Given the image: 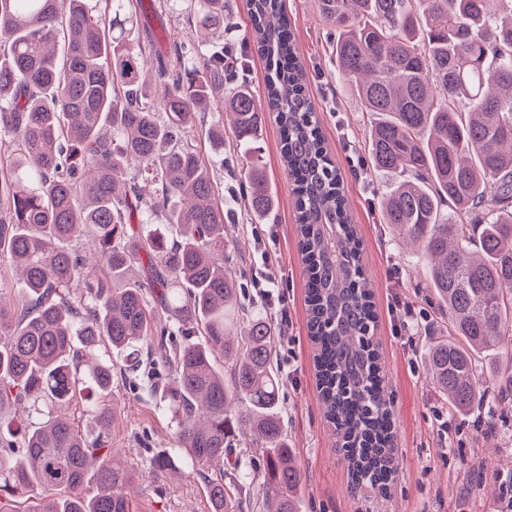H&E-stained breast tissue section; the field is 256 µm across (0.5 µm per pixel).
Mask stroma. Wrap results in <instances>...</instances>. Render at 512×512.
I'll return each instance as SVG.
<instances>
[{
    "label": "stroma",
    "mask_w": 512,
    "mask_h": 512,
    "mask_svg": "<svg viewBox=\"0 0 512 512\" xmlns=\"http://www.w3.org/2000/svg\"><path fill=\"white\" fill-rule=\"evenodd\" d=\"M285 5L307 73V92L327 148L343 174L349 215L358 227L364 267L372 280L378 314L375 335L394 396L399 458L398 477L388 494L371 486L350 489L346 465L319 409L294 200L278 128L267 123L259 156L277 195L276 209L262 221L246 214L240 201H231L227 229L240 246L236 260L248 275L281 288L273 303L262 302L252 287L244 301L273 321H288V334L276 346L275 366L283 381L288 444L302 474V512H504L512 500V413L500 418L496 434L486 435L482 413L453 415L428 379L421 362L423 347L429 338L447 332L448 319L426 288V261L379 222L376 190L387 184V175L367 167L358 176L346 162L345 142H352L359 155L367 153L368 115L359 99L336 81L332 46L314 0H285ZM188 11L185 4L172 8L159 0H142L140 16L161 41L186 40L191 34ZM227 23L251 83L263 89L265 63L256 42L244 38L251 28L246 0H234ZM407 307L421 318L411 332L399 329ZM112 395V445L120 451V462L138 477L132 496L135 512H211L207 487L222 478L221 469L201 471L182 458L174 470L161 475L151 471L154 454L174 450L176 427L167 400L146 387L130 389L120 373L112 380Z\"/></svg>",
    "instance_id": "35a3bbf8"
}]
</instances>
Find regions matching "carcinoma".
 <instances>
[{
  "label": "carcinoma",
  "instance_id": "1",
  "mask_svg": "<svg viewBox=\"0 0 512 512\" xmlns=\"http://www.w3.org/2000/svg\"><path fill=\"white\" fill-rule=\"evenodd\" d=\"M266 61L265 92L227 66L209 35L231 0H191L196 39L157 53L133 0H0V512H132L133 476L112 460L114 409H93L89 438L48 413L16 425L17 404L53 408L87 382L112 391L113 350L128 371L149 364L174 410L178 450L201 470L237 439L263 459L262 512H301L302 476L285 439L278 334L237 306L230 207L188 133L224 152V115L245 147L239 196L259 218L277 198L255 143L267 121L293 186L306 272L307 333L318 399L353 488L385 494L396 475L370 279L343 180L304 94L283 0H248ZM317 0L336 52V79L370 113L372 169L391 176L381 223L429 258L430 288L453 336L424 349L450 409L512 410V0ZM150 214L133 224L143 184ZM161 215L165 224H155ZM92 246L86 259L68 246ZM493 361L486 385L476 360ZM94 492L83 494L86 484ZM42 496L28 507L31 488ZM213 512H252L250 491L208 486Z\"/></svg>",
  "mask_w": 512,
  "mask_h": 512
}]
</instances>
